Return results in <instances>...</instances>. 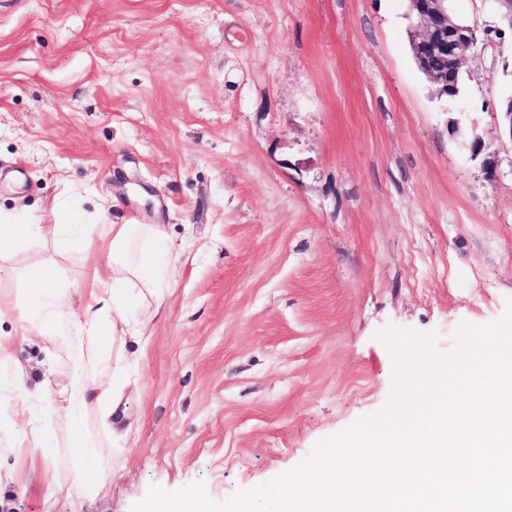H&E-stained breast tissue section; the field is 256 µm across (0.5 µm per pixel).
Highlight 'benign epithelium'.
Masks as SVG:
<instances>
[{
	"label": "benign epithelium",
	"mask_w": 512,
	"mask_h": 512,
	"mask_svg": "<svg viewBox=\"0 0 512 512\" xmlns=\"http://www.w3.org/2000/svg\"><path fill=\"white\" fill-rule=\"evenodd\" d=\"M506 9L509 23L479 28L455 20L448 11V0H408V15L416 20L409 31L415 59L440 96H455L463 63L469 53L483 47L491 35L512 31V0H495Z\"/></svg>",
	"instance_id": "7a95c632"
}]
</instances>
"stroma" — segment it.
Instances as JSON below:
<instances>
[{"instance_id": "obj_1", "label": "stroma", "mask_w": 512, "mask_h": 512, "mask_svg": "<svg viewBox=\"0 0 512 512\" xmlns=\"http://www.w3.org/2000/svg\"><path fill=\"white\" fill-rule=\"evenodd\" d=\"M407 0H0V220L163 224L179 257L117 408L87 419L114 471L80 480L72 348L14 337L44 433L0 378V512H130L157 485L221 502L386 407L388 327L512 310V38L438 96ZM482 137L492 166L451 126ZM64 301L93 273L60 252Z\"/></svg>"}]
</instances>
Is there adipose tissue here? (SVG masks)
<instances>
[{
    "label": "adipose tissue",
    "instance_id": "obj_1",
    "mask_svg": "<svg viewBox=\"0 0 512 512\" xmlns=\"http://www.w3.org/2000/svg\"><path fill=\"white\" fill-rule=\"evenodd\" d=\"M108 243V275H93L84 282L87 301L81 312L64 313L63 296L56 283L53 263L28 264L24 254L50 243H62L67 251L96 262L95 241ZM173 244L161 224H0V279L25 283L38 299V312L20 308L0 296V320L12 329L0 331V365L11 359L13 334L45 333L49 326L66 322L75 369L66 398L69 427L77 438L80 456L97 460L99 443L85 428V419L103 396L95 381L109 370L104 340L123 342L143 337L148 323L164 303V275Z\"/></svg>",
    "mask_w": 512,
    "mask_h": 512
}]
</instances>
